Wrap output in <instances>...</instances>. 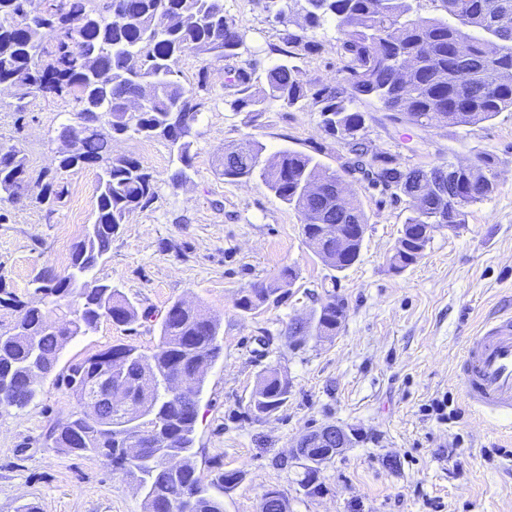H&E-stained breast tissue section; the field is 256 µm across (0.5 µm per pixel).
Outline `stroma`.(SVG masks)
Listing matches in <instances>:
<instances>
[{
    "instance_id": "1",
    "label": "stroma",
    "mask_w": 512,
    "mask_h": 512,
    "mask_svg": "<svg viewBox=\"0 0 512 512\" xmlns=\"http://www.w3.org/2000/svg\"><path fill=\"white\" fill-rule=\"evenodd\" d=\"M224 13L244 35L242 62L264 73L276 60L269 47L279 26L270 0H224ZM319 52L297 58L304 82H340L344 61L333 23L317 35ZM179 81L195 87L206 78L205 105L194 127L189 178L173 185L180 163L166 141L126 135L112 144L153 174L158 197L130 213L95 270L149 319L133 328L101 319L95 332L63 349L65 370L119 344L152 353L158 324L181 299L221 318L223 351L204 375L195 424L198 472L211 482L238 470L242 480L224 492V512H260L276 488L288 512H512V429L465 400L458 365L469 336L494 311L512 312V112L474 125L394 122L380 105L361 102L365 136L375 152L405 166L494 160L496 193L470 207L466 224L434 233L423 257L394 271L391 257L407 216L405 202L366 182L351 191L368 217L357 261L337 271L308 246L302 217L260 180L231 182L221 173L225 150L256 139L266 155L283 149L315 155L329 169L348 156L327 135L319 112L271 107L256 125L232 111L233 87L224 65L183 56ZM68 98L17 101L0 87V143L27 156L30 185L66 152L62 125L76 123ZM99 171L65 173L67 192L46 213L35 198L0 200V284L20 300L60 308L35 295L31 281L46 265L65 270L96 209ZM293 268L296 279L280 303L246 313L235 301L253 285ZM344 300L346 317L336 336L288 337L293 320L307 319L329 296ZM278 368L291 385L287 403L255 418L248 401L259 377ZM69 390L45 379L23 409H0V512L38 503L41 512H142L134 483L103 461L61 451L49 438L57 422L78 411ZM339 425L359 436L342 455L319 468L322 492L308 495L292 458L308 430Z\"/></svg>"
}]
</instances>
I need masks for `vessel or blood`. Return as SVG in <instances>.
<instances>
[{
    "mask_svg": "<svg viewBox=\"0 0 512 512\" xmlns=\"http://www.w3.org/2000/svg\"><path fill=\"white\" fill-rule=\"evenodd\" d=\"M466 401L491 414L512 413V316L487 320L465 347L459 364Z\"/></svg>",
    "mask_w": 512,
    "mask_h": 512,
    "instance_id": "1",
    "label": "vessel or blood"
}]
</instances>
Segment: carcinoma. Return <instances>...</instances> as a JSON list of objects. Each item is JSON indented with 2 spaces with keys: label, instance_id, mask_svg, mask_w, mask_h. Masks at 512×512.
<instances>
[{
  "label": "carcinoma",
  "instance_id": "carcinoma-1",
  "mask_svg": "<svg viewBox=\"0 0 512 512\" xmlns=\"http://www.w3.org/2000/svg\"><path fill=\"white\" fill-rule=\"evenodd\" d=\"M419 0H282L276 21L280 58L254 84V68H229L227 81L236 88L231 103L249 121L273 105L284 109L310 106L320 112L322 127L343 141L349 157L340 170L328 171L314 156L284 149L272 158L256 140L224 154V178H259L278 199L303 218L306 242L333 269L354 263L361 243L350 257L336 261L332 241L321 236V225L368 224L357 199L337 202L338 184L359 174L374 186L405 200L409 215L403 227L425 224H464L468 209L497 190L493 161L484 157L467 170L448 177L453 164L427 170L407 167L374 152L362 135L364 115L355 108L362 99L376 100L395 121L425 127L433 122L467 126L512 111V27L497 25L512 0H442L446 18L420 15ZM304 12L305 26L297 31L292 17ZM335 23L345 58L342 84L304 83L293 60L319 47L317 31ZM470 42L459 55L455 45ZM243 35L224 14L223 0H0V84L27 97L71 95L79 106L75 125H65L63 140L76 148L58 166L43 172L38 203L48 213L67 193L63 173L99 166L95 217L63 273L51 267L33 278L34 292L66 305L69 313L54 318L43 308L25 304L11 293L0 299L19 309L13 325L0 328V408L22 409L38 393L41 380L52 374L61 351L79 336L94 332L101 318L129 326L151 314L137 307L117 288L88 281L109 250L112 237L127 216L148 207L158 197L153 176L135 158L111 154L113 139L127 133L161 138L176 151L182 168L174 183L187 179L192 167L193 128L204 106L198 90L174 78V65L183 55H210L230 61L240 57ZM335 185L311 195L308 185L322 177ZM448 183L444 198L430 192V182ZM29 184L27 158L16 145L0 143V195L20 197ZM415 264L407 247H398L391 266L399 272ZM295 272L284 268L277 280L240 292L235 306L243 312L277 304ZM345 319V303L336 297L321 306L308 322L293 323L288 336L336 335ZM221 322L185 304L173 302L159 324L154 352L145 355L130 345H114L86 360L71 363L57 374L63 386L84 404V393L119 356L112 388L121 391L127 406L144 416L152 435L140 439L142 453L128 456L137 438L135 428L116 419L90 423L74 413L50 433L54 447L67 453L98 457L112 471L131 478L140 488L143 512H184L181 494L192 497L191 512H224V475L210 484L197 473L194 432L198 399L204 382L201 366L214 363L222 351ZM288 377L275 369L258 381L249 407L260 418L288 401ZM168 456L178 466L165 465Z\"/></svg>",
  "mask_w": 512,
  "mask_h": 512
}]
</instances>
